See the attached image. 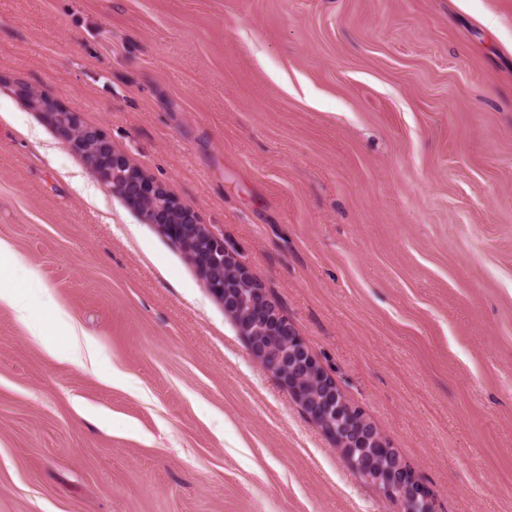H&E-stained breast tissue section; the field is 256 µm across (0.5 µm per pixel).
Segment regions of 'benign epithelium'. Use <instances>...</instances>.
I'll return each instance as SVG.
<instances>
[{"label":"benign epithelium","mask_w":512,"mask_h":512,"mask_svg":"<svg viewBox=\"0 0 512 512\" xmlns=\"http://www.w3.org/2000/svg\"><path fill=\"white\" fill-rule=\"evenodd\" d=\"M28 97L38 106L47 104L48 118L57 133L83 156L107 188L122 196L146 221L161 225L175 239L188 244V257L224 303L225 315L245 339L250 354L276 375L289 395L306 408L341 451L372 448L374 453L386 457L388 465L375 480L398 492L401 512H432L429 495L415 480L409 465L389 448L361 411L346 408V421L339 428L329 418V412L336 411L335 381L328 377L237 254L224 246V239L207 232L195 214L172 198L162 185L112 151L101 133L83 124L79 113L34 90L28 92ZM314 380L325 386L321 399L308 393L307 385Z\"/></svg>","instance_id":"1"}]
</instances>
